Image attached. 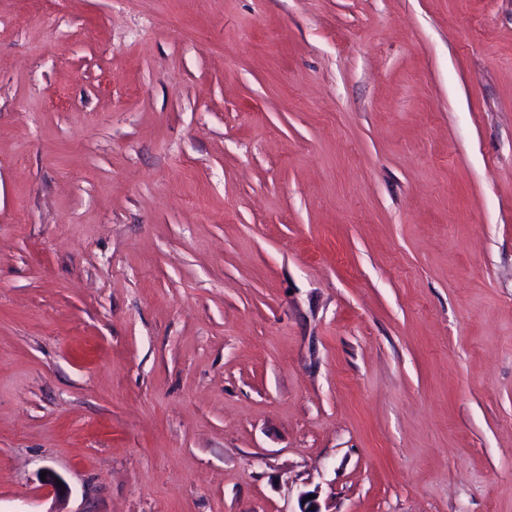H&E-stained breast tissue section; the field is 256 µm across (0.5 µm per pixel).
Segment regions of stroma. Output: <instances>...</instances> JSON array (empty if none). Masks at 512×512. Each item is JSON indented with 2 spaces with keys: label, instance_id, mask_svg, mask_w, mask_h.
I'll use <instances>...</instances> for the list:
<instances>
[{
  "label": "stroma",
  "instance_id": "obj_1",
  "mask_svg": "<svg viewBox=\"0 0 512 512\" xmlns=\"http://www.w3.org/2000/svg\"><path fill=\"white\" fill-rule=\"evenodd\" d=\"M306 492L512 512V0H0V512Z\"/></svg>",
  "mask_w": 512,
  "mask_h": 512
}]
</instances>
